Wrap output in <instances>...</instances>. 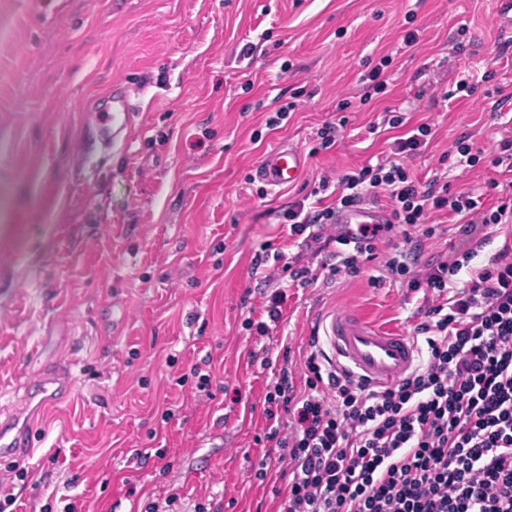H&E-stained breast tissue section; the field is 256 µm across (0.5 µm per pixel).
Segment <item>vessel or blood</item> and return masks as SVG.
Here are the masks:
<instances>
[{
    "label": "vessel or blood",
    "instance_id": "vessel-or-blood-1",
    "mask_svg": "<svg viewBox=\"0 0 512 512\" xmlns=\"http://www.w3.org/2000/svg\"><path fill=\"white\" fill-rule=\"evenodd\" d=\"M130 91L124 84L112 87V109L97 113L95 123L102 142H110L114 127L128 126L132 118ZM305 167L303 154L281 145L273 147L258 166L259 178L270 187H284L294 183ZM386 214L377 206L363 203L343 209L336 214V222L345 238L355 237L362 224L386 223ZM326 333L340 367L354 377L383 385L398 380L417 358V351L409 337L388 333L376 328L356 315H332ZM28 449L26 430L14 422L0 424V457H18Z\"/></svg>",
    "mask_w": 512,
    "mask_h": 512
}]
</instances>
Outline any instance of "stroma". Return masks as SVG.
<instances>
[{
  "label": "stroma",
  "instance_id": "1",
  "mask_svg": "<svg viewBox=\"0 0 512 512\" xmlns=\"http://www.w3.org/2000/svg\"><path fill=\"white\" fill-rule=\"evenodd\" d=\"M384 57L377 94L369 74ZM462 72L478 78L474 94L457 91ZM116 82L131 87L134 124L118 143L89 142ZM388 107L434 131L414 176L446 169L450 191L495 204L512 172L483 160L453 169L445 156L463 138L489 153L512 137L498 119L512 114L504 0H0V415L30 420L32 448L0 458V512L73 501L88 512H278L279 451L262 439L274 373L286 365L304 383L309 339L331 314L406 336L423 320L422 293L376 282L375 263L329 275L334 242L305 251L318 275L306 288L254 265L280 243L288 202L321 176L384 159L393 130L370 138L365 127ZM342 118L320 148L318 128ZM279 142L305 170L258 198L250 179ZM476 239L486 263L512 226L468 240L443 223L416 266ZM281 286L285 321L250 334L244 320ZM55 357L67 391L40 412L24 389ZM194 365L212 371L209 391Z\"/></svg>",
  "mask_w": 512,
  "mask_h": 512
}]
</instances>
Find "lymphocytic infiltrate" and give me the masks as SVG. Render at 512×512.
I'll list each match as a JSON object with an SVG mask.
<instances>
[{"mask_svg":"<svg viewBox=\"0 0 512 512\" xmlns=\"http://www.w3.org/2000/svg\"><path fill=\"white\" fill-rule=\"evenodd\" d=\"M377 164L321 177L282 213L288 238L312 247L334 241L338 210L385 200L391 219L364 224L330 275L359 274L375 262L408 290L424 293L419 361L395 383L374 385L323 366L317 351L296 384L281 367L266 386L267 441L280 448L290 479L281 512H512V247L473 266L474 250L409 265L411 244L436 236L434 213L474 225L512 224V194L485 206L474 191L450 192L444 176L420 183L410 159L428 143V123L407 126ZM463 287H455L460 274Z\"/></svg>","mask_w":512,"mask_h":512,"instance_id":"lymphocytic-infiltrate-1","label":"lymphocytic infiltrate"}]
</instances>
